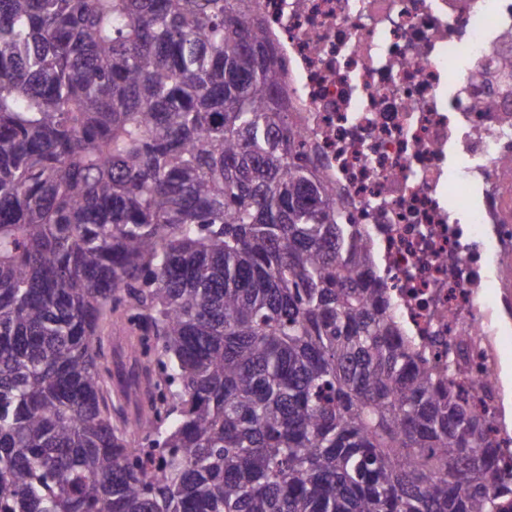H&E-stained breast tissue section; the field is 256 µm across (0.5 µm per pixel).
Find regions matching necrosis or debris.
<instances>
[{
	"label": "necrosis or debris",
	"instance_id": "necrosis-or-debris-1",
	"mask_svg": "<svg viewBox=\"0 0 512 512\" xmlns=\"http://www.w3.org/2000/svg\"><path fill=\"white\" fill-rule=\"evenodd\" d=\"M288 109L427 367L467 365L512 471V0H256Z\"/></svg>",
	"mask_w": 512,
	"mask_h": 512
}]
</instances>
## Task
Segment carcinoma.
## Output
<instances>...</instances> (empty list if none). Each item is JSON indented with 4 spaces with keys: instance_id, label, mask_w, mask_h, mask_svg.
<instances>
[{
    "instance_id": "1",
    "label": "carcinoma",
    "mask_w": 512,
    "mask_h": 512,
    "mask_svg": "<svg viewBox=\"0 0 512 512\" xmlns=\"http://www.w3.org/2000/svg\"><path fill=\"white\" fill-rule=\"evenodd\" d=\"M253 2L0 0V512H512Z\"/></svg>"
}]
</instances>
